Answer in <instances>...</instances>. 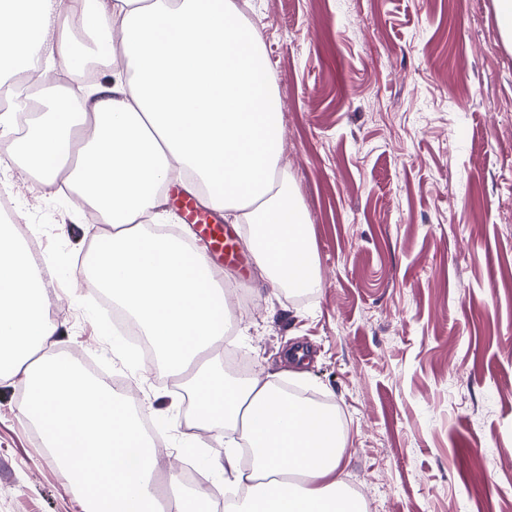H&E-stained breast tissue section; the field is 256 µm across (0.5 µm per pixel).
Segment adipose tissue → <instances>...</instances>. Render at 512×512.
<instances>
[{
  "label": "adipose tissue",
  "mask_w": 512,
  "mask_h": 512,
  "mask_svg": "<svg viewBox=\"0 0 512 512\" xmlns=\"http://www.w3.org/2000/svg\"><path fill=\"white\" fill-rule=\"evenodd\" d=\"M94 63L109 81L81 92L45 86L24 148L36 191L66 174L75 210H97L110 231L75 275L111 293L180 372L224 341V292L188 240L165 237L161 184L184 187L211 209L241 213L259 228L250 247L271 287H319L304 212L274 175L281 156L280 106L265 57L240 22L235 0H0V88L17 67ZM43 273L0 225V380L22 378V415L65 468L78 512H157L161 465L125 399L78 364H66L62 324L48 314ZM195 415L187 438L199 447L218 427L240 429L251 466L233 450L213 468L241 488L224 512H363L347 494L346 437L328 406L278 393L273 375L225 383L215 367L188 380Z\"/></svg>",
  "instance_id": "adipose-tissue-1"
}]
</instances>
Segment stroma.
<instances>
[{
  "instance_id": "stroma-1",
  "label": "stroma",
  "mask_w": 512,
  "mask_h": 512,
  "mask_svg": "<svg viewBox=\"0 0 512 512\" xmlns=\"http://www.w3.org/2000/svg\"><path fill=\"white\" fill-rule=\"evenodd\" d=\"M493 0H250L241 15L279 99L275 179L304 210L320 288L265 283L243 225L224 279L247 304L229 343L282 384L331 403L365 512H512V49ZM13 230L35 226L66 351L129 377L168 465L224 499V433L186 451L182 376L131 360L75 263L95 247L59 188L33 192L17 145L0 157ZM305 347L301 366L286 362ZM0 385V512H75L70 478Z\"/></svg>"
}]
</instances>
